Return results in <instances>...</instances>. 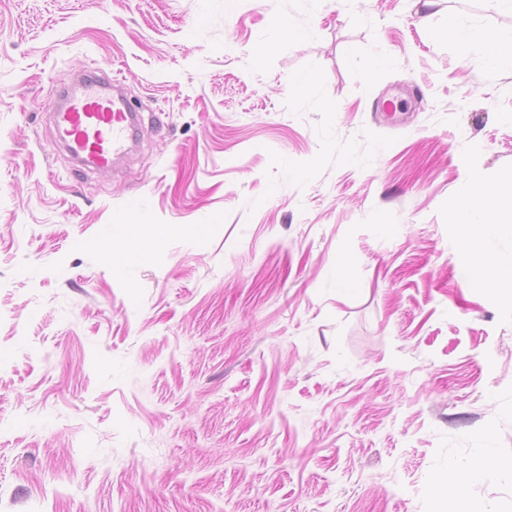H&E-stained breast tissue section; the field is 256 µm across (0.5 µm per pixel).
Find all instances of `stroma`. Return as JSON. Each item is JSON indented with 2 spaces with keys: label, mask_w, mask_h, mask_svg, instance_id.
I'll list each match as a JSON object with an SVG mask.
<instances>
[{
  "label": "stroma",
  "mask_w": 512,
  "mask_h": 512,
  "mask_svg": "<svg viewBox=\"0 0 512 512\" xmlns=\"http://www.w3.org/2000/svg\"><path fill=\"white\" fill-rule=\"evenodd\" d=\"M463 14L512 41L489 0H0V512H435L449 468L512 512V279L448 232L471 173L512 196V71ZM87 67L144 112L107 175L47 120ZM454 37L461 54H466L477 41L491 66L506 67L512 71V46H505L496 32L480 29L472 18L462 16L456 22ZM511 268L512 251L510 249L508 252L475 260V262L471 263L469 266V273L475 281L493 289L500 283L501 275H503L506 270H511ZM485 270L493 271L494 275L491 277L483 276L482 273Z\"/></svg>",
  "instance_id": "obj_1"
}]
</instances>
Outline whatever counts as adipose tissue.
Masks as SVG:
<instances>
[{
	"mask_svg": "<svg viewBox=\"0 0 512 512\" xmlns=\"http://www.w3.org/2000/svg\"><path fill=\"white\" fill-rule=\"evenodd\" d=\"M454 37L460 52H468L472 44H479L491 66L512 70V48L505 46L496 32L478 28L472 18H458ZM458 195V208L450 225L452 231L478 226L489 237L512 234L511 196L505 198L495 194L477 173L460 187Z\"/></svg>",
	"mask_w": 512,
	"mask_h": 512,
	"instance_id": "ef3b65f1",
	"label": "adipose tissue"
}]
</instances>
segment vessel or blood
<instances>
[{
    "instance_id": "vessel-or-blood-1",
    "label": "vessel or blood",
    "mask_w": 512,
    "mask_h": 512,
    "mask_svg": "<svg viewBox=\"0 0 512 512\" xmlns=\"http://www.w3.org/2000/svg\"><path fill=\"white\" fill-rule=\"evenodd\" d=\"M49 120L75 166L111 171L138 140L142 117L120 91L117 80L92 70L81 74L75 94L60 93Z\"/></svg>"
}]
</instances>
